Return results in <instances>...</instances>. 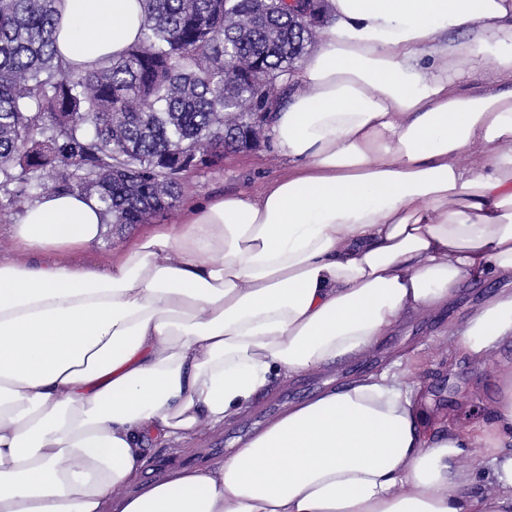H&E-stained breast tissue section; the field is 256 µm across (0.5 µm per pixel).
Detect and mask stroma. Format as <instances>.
I'll return each mask as SVG.
<instances>
[{
  "label": "stroma",
  "instance_id": "1",
  "mask_svg": "<svg viewBox=\"0 0 512 512\" xmlns=\"http://www.w3.org/2000/svg\"><path fill=\"white\" fill-rule=\"evenodd\" d=\"M288 159L274 144L272 132H265L257 146L230 154L216 164L190 173L184 183L183 202L237 192L260 194L268 183L288 173ZM180 210L157 215L154 223L137 224L114 233L111 240H100L82 251L60 254L66 264L96 265L121 255L133 240L151 231L153 224H173L179 221ZM511 290V280L470 281L464 284L455 306L443 314H420L408 317L402 325L386 336L381 351L370 358L346 365L340 371L301 377L278 385L259 395L245 417L225 424L215 431H203L191 440L162 448L148 447L147 468L195 467L209 464L211 449L232 452L240 440L285 409L288 404L302 400L326 386H337L351 375L363 371H381L395 360L403 363L422 362L423 371L413 373V393L426 401L433 419L457 414L459 426L483 418L491 394L490 377L497 366L512 364V349L501 348L494 362L476 365L467 359H448L451 327L462 325L484 298L495 290Z\"/></svg>",
  "mask_w": 512,
  "mask_h": 512
}]
</instances>
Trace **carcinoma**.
Masks as SVG:
<instances>
[{"instance_id":"obj_1","label":"carcinoma","mask_w":512,"mask_h":512,"mask_svg":"<svg viewBox=\"0 0 512 512\" xmlns=\"http://www.w3.org/2000/svg\"><path fill=\"white\" fill-rule=\"evenodd\" d=\"M60 0H0V193L95 197L106 224H144L232 148L238 121L285 96L317 44L288 0H141L139 41L81 70L54 49Z\"/></svg>"}]
</instances>
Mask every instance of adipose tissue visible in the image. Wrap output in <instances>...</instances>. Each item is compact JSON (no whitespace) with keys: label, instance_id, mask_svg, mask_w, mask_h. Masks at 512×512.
I'll return each mask as SVG.
<instances>
[{"label":"adipose tissue","instance_id":"ef3b65f1","mask_svg":"<svg viewBox=\"0 0 512 512\" xmlns=\"http://www.w3.org/2000/svg\"><path fill=\"white\" fill-rule=\"evenodd\" d=\"M89 70L139 37L141 0H62ZM272 114L287 175L187 204L101 266L105 231L53 192L0 258V512H512V366L486 421L432 423L400 373L288 407L224 463L146 477L148 444L245 416L287 379L367 357L408 312L512 276V0H328ZM493 70L494 82L469 74ZM512 344V291L453 337Z\"/></svg>","mask_w":512,"mask_h":512}]
</instances>
